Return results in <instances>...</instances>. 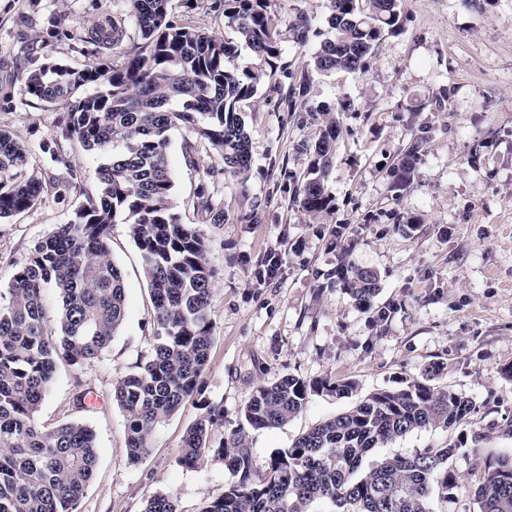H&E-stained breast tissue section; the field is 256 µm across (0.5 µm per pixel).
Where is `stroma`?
<instances>
[{
    "instance_id": "1",
    "label": "stroma",
    "mask_w": 512,
    "mask_h": 512,
    "mask_svg": "<svg viewBox=\"0 0 512 512\" xmlns=\"http://www.w3.org/2000/svg\"><path fill=\"white\" fill-rule=\"evenodd\" d=\"M280 21V62L309 76L304 102L259 87L244 120L253 166L247 185L222 171L207 141L178 126L168 157L182 223L203 234L217 271L209 315L214 340L201 396L186 401L156 430L149 452L130 463L125 415L112 401L116 381L136 371L155 344L153 305L140 250L127 225H113L111 257L122 269L126 317L103 357L74 368L58 363L37 413L50 429L75 421L95 435L98 461L80 512H143L147 499L171 495L178 512H202L230 478L222 460L179 464L200 400L221 405L229 437L254 388L284 375L352 379L357 395L392 387L443 363L438 376L474 404L449 429L428 428L381 448L384 456L454 447L448 460L462 494L435 501V512H477L473 489L488 465L512 454V0H404L401 28L386 35L362 71L314 72L312 56L330 31L328 0H269ZM305 12L311 30L297 44L291 24ZM122 19L124 51L142 38L126 0H0V128L30 150V170L44 185L31 209L0 221V289L10 286L34 245L70 221L100 188L106 155L61 134L66 103L48 104L27 91L29 71L52 62L75 69L120 64L122 53L95 52L88 29ZM342 100V134L328 180L331 214L310 218L293 200L306 171V145L318 133L322 104ZM408 174L398 166L411 145ZM213 176H206V169ZM224 221L196 208L200 182ZM347 224L349 242L332 230ZM284 261L278 275L256 281L270 250ZM372 268L380 292L360 309L327 274L341 262ZM353 398L314 394L279 428L248 430L256 465L302 432L334 417Z\"/></svg>"
}]
</instances>
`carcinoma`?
<instances>
[{"label":"carcinoma","instance_id":"obj_1","mask_svg":"<svg viewBox=\"0 0 512 512\" xmlns=\"http://www.w3.org/2000/svg\"><path fill=\"white\" fill-rule=\"evenodd\" d=\"M144 43L112 68L76 70L62 64L27 74L30 94L64 102L63 136L85 150L112 148L100 166V189L31 251L7 291H0V512H78L97 464L93 431L79 422L45 429L37 412L48 394L56 362L81 368L101 358L126 316L125 282L109 252L112 225L126 224L140 249L154 306L151 356L113 385L112 399L126 418L128 458L148 451L158 425L200 392L213 327L208 309L217 272L206 261L203 235L181 223L173 201L168 160L170 131L183 125L208 141L224 162V175L247 183L251 135L241 115L259 86L293 75L278 64V23L268 0H221L229 35L177 23L172 0H127ZM401 0H329L331 37L313 57L316 72L363 68L384 35L399 28ZM123 23L112 19V40L98 29L87 39L121 49ZM94 84L90 95L83 89ZM321 128L308 146V175L294 181L293 199L312 216L333 208L328 175L341 125L322 109ZM25 143L0 129V220L32 208L40 179L27 173ZM197 207L213 224L224 208L200 184ZM374 269L347 266L336 284L362 309L379 293ZM59 290L57 329L47 330L44 293ZM442 363L396 388L368 393L347 411L298 435L257 466L245 447L246 428L269 429L299 415L310 395L343 398L353 381L285 375L262 383L243 409L230 443L213 440L224 410L200 402L202 413L183 438L178 462L195 466L208 456L224 460V494L203 512H435L434 499L462 491L448 471L454 447L369 460L372 451L428 427L448 429L465 420L473 402L439 386ZM478 512H512V455L493 460L474 491ZM144 512H177L173 497L156 494Z\"/></svg>","mask_w":512,"mask_h":512}]
</instances>
